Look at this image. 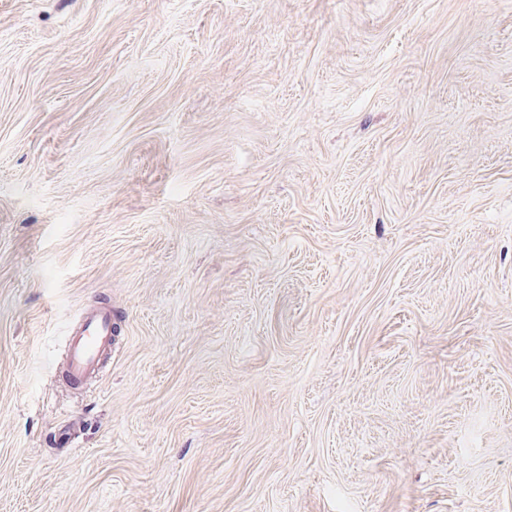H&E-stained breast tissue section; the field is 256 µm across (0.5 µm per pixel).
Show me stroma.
Wrapping results in <instances>:
<instances>
[{
    "label": "stroma",
    "instance_id": "1",
    "mask_svg": "<svg viewBox=\"0 0 512 512\" xmlns=\"http://www.w3.org/2000/svg\"><path fill=\"white\" fill-rule=\"evenodd\" d=\"M0 512H512V0H0ZM114 322L107 303L82 315L66 339V374L71 384L81 385L100 371L104 356L112 352Z\"/></svg>",
    "mask_w": 512,
    "mask_h": 512
}]
</instances>
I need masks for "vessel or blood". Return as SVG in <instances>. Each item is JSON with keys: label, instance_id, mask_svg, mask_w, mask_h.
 <instances>
[{"label": "vessel or blood", "instance_id": "b4317fda", "mask_svg": "<svg viewBox=\"0 0 512 512\" xmlns=\"http://www.w3.org/2000/svg\"><path fill=\"white\" fill-rule=\"evenodd\" d=\"M114 337L112 309L108 304L82 315L66 339V374L71 384L80 385L93 378L111 354Z\"/></svg>", "mask_w": 512, "mask_h": 512}]
</instances>
